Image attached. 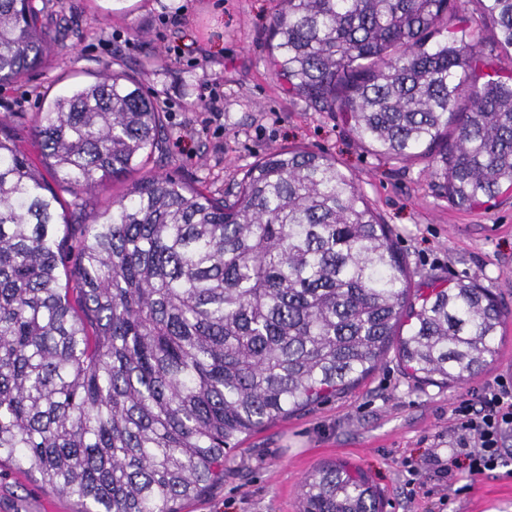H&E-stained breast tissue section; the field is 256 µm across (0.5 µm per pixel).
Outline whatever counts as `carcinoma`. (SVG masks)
<instances>
[{
	"label": "carcinoma",
	"mask_w": 512,
	"mask_h": 512,
	"mask_svg": "<svg viewBox=\"0 0 512 512\" xmlns=\"http://www.w3.org/2000/svg\"><path fill=\"white\" fill-rule=\"evenodd\" d=\"M465 2L512 51V0ZM278 4L268 48L288 93L344 115L379 155L437 154L460 207L512 188V76L477 85L457 0ZM450 18L462 25L434 40ZM54 51L33 0H0V85ZM33 135L51 183L0 119V466L84 512H179L241 436L356 385L392 346L409 377L444 386L496 354L509 312L473 280L411 291L389 226L323 152L271 151L231 203L146 175L75 234L57 190L143 170L162 112L105 68L52 98ZM302 488L300 512H380L342 464Z\"/></svg>",
	"instance_id": "obj_1"
}]
</instances>
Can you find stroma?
I'll use <instances>...</instances> for the list:
<instances>
[{
	"label": "stroma",
	"mask_w": 512,
	"mask_h": 512,
	"mask_svg": "<svg viewBox=\"0 0 512 512\" xmlns=\"http://www.w3.org/2000/svg\"><path fill=\"white\" fill-rule=\"evenodd\" d=\"M125 15H106L108 0H36L57 50L23 80L0 88V118L29 138L44 96L111 67L133 75L162 102L167 138L149 171L168 174L217 199L231 198L243 173L269 151L302 146L332 155L353 174L371 207L394 234L418 276L467 279L512 310V189L494 204L463 208L437 187L433 158L388 161L365 148L336 112L287 94L268 62L267 38L277 0H130ZM177 52L160 58V42ZM219 84L221 120L203 126L208 91ZM134 178L83 192L80 206L61 193L62 217L84 222L110 209ZM497 354L464 383L421 385L401 369L395 350L356 387L323 399L243 437L224 460V479L186 502L182 512H298L304 478L343 462L362 471L382 512H512V475L439 481L420 462L448 457L455 403L495 378H512V319ZM418 462L416 474L405 461ZM75 499L0 467V512H81Z\"/></svg>",
	"instance_id": "stroma-1"
}]
</instances>
